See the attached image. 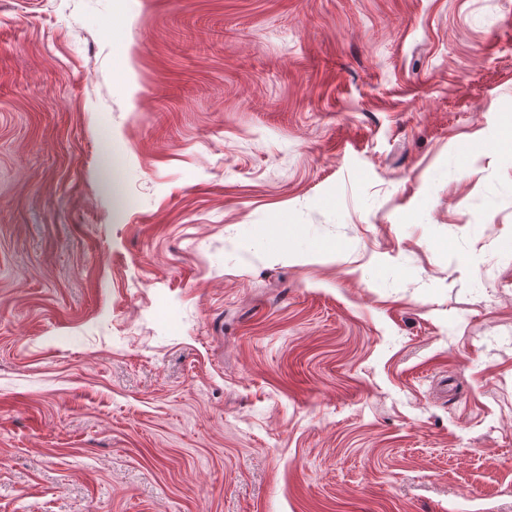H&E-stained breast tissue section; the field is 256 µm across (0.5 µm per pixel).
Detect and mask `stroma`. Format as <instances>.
<instances>
[{
	"instance_id": "obj_1",
	"label": "stroma",
	"mask_w": 512,
	"mask_h": 512,
	"mask_svg": "<svg viewBox=\"0 0 512 512\" xmlns=\"http://www.w3.org/2000/svg\"><path fill=\"white\" fill-rule=\"evenodd\" d=\"M0 512H512V0H0Z\"/></svg>"
}]
</instances>
